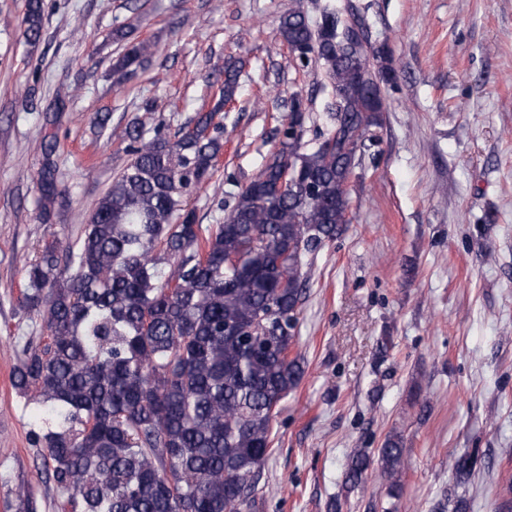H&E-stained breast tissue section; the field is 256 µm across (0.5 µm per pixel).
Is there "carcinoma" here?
Returning a JSON list of instances; mask_svg holds the SVG:
<instances>
[{
  "label": "carcinoma",
  "mask_w": 512,
  "mask_h": 512,
  "mask_svg": "<svg viewBox=\"0 0 512 512\" xmlns=\"http://www.w3.org/2000/svg\"><path fill=\"white\" fill-rule=\"evenodd\" d=\"M312 29L302 2L279 34L298 60L322 62L333 101L314 145L294 96L281 149L206 228L185 198L207 183L224 148L216 116L236 100L224 65L214 106L169 136L133 123L117 136L130 163L96 201L72 242H45L24 269L22 305L45 335L30 340L14 376L18 393L51 423L36 443L70 512H250L272 452L273 420L303 376L295 329L305 258L350 223L348 188L366 134L384 111L381 87L359 79L366 48L325 0ZM23 37L41 40L42 0H26ZM141 40L114 69L133 75L153 54ZM293 168V176L283 179ZM42 196L62 194L48 161ZM401 440L355 448L345 481L372 462L399 490ZM474 458L455 476L466 481Z\"/></svg>",
  "instance_id": "1"
}]
</instances>
